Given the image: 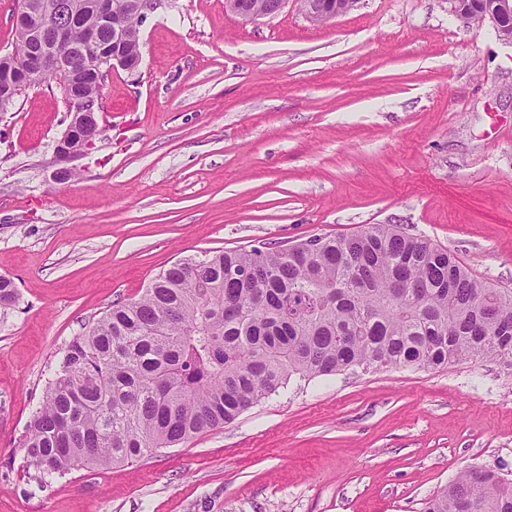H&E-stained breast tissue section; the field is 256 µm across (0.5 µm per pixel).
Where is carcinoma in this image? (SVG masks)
<instances>
[{"instance_id": "carcinoma-1", "label": "carcinoma", "mask_w": 512, "mask_h": 512, "mask_svg": "<svg viewBox=\"0 0 512 512\" xmlns=\"http://www.w3.org/2000/svg\"><path fill=\"white\" fill-rule=\"evenodd\" d=\"M58 2L79 41L92 0ZM15 299L0 276V307ZM473 358L512 368V288L478 279L448 249L396 224L285 250L186 257L73 338L23 447L42 484L220 428L294 376ZM424 512H512V480L463 471Z\"/></svg>"}]
</instances>
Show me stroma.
Here are the masks:
<instances>
[{
	"label": "stroma",
	"mask_w": 512,
	"mask_h": 512,
	"mask_svg": "<svg viewBox=\"0 0 512 512\" xmlns=\"http://www.w3.org/2000/svg\"><path fill=\"white\" fill-rule=\"evenodd\" d=\"M112 72L77 174L58 85L0 115V512H421L512 478V370L471 359L291 381L224 427L38 485L27 426L69 342L178 259L397 224L512 288V45L447 0L246 21L166 0Z\"/></svg>",
	"instance_id": "35a3bbf8"
}]
</instances>
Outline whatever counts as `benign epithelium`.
Listing matches in <instances>:
<instances>
[{"mask_svg": "<svg viewBox=\"0 0 512 512\" xmlns=\"http://www.w3.org/2000/svg\"><path fill=\"white\" fill-rule=\"evenodd\" d=\"M300 5L305 17L318 23L332 20L350 12L358 0H224L226 11L246 20L271 18L278 15L288 2ZM163 0H124L128 14L144 24ZM449 13L469 25L473 22L489 24L502 40H509L512 30V0H492L481 5L480 0H448ZM55 5L50 0H23L17 14L26 38L14 45L12 51L0 55V71L12 80L7 92L29 86L43 74L59 77L69 121L54 146L55 161L61 163L53 173L60 183L75 172L66 163L79 158L94 148L103 131L99 115L103 112L102 100L90 99L89 88L102 78L121 69L129 73L138 70L142 60L141 50L129 46L126 29L117 18V0H92L91 8L96 23L84 28L78 46L76 61L67 62L63 49L70 43L71 25L53 20ZM112 27V50L103 47L101 29ZM21 57L26 62L22 73H15L13 59Z\"/></svg>", "mask_w": 512, "mask_h": 512, "instance_id": "7a95c632", "label": "benign epithelium"}]
</instances>
